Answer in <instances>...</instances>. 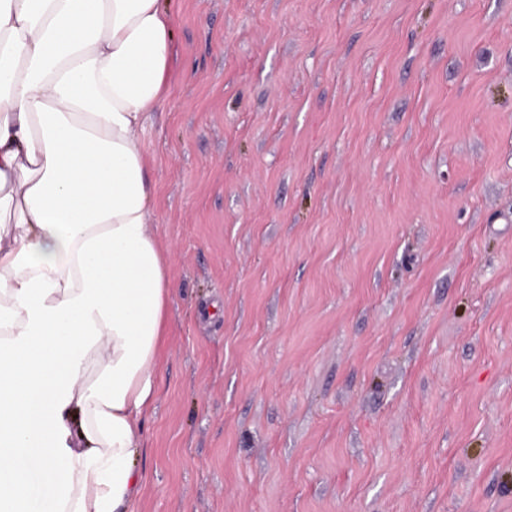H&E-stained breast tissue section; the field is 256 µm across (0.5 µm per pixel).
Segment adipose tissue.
I'll list each match as a JSON object with an SVG mask.
<instances>
[{
	"label": "adipose tissue",
	"instance_id": "adipose-tissue-1",
	"mask_svg": "<svg viewBox=\"0 0 512 512\" xmlns=\"http://www.w3.org/2000/svg\"><path fill=\"white\" fill-rule=\"evenodd\" d=\"M161 0H0V512H132L170 283L141 132L163 107ZM26 466L31 476L28 494L33 504V510L45 512V506L52 493L51 478L36 461L28 462Z\"/></svg>",
	"mask_w": 512,
	"mask_h": 512
}]
</instances>
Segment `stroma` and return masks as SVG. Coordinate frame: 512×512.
Wrapping results in <instances>:
<instances>
[{"instance_id": "35a3bbf8", "label": "stroma", "mask_w": 512, "mask_h": 512, "mask_svg": "<svg viewBox=\"0 0 512 512\" xmlns=\"http://www.w3.org/2000/svg\"><path fill=\"white\" fill-rule=\"evenodd\" d=\"M136 512H512V0H173Z\"/></svg>"}]
</instances>
